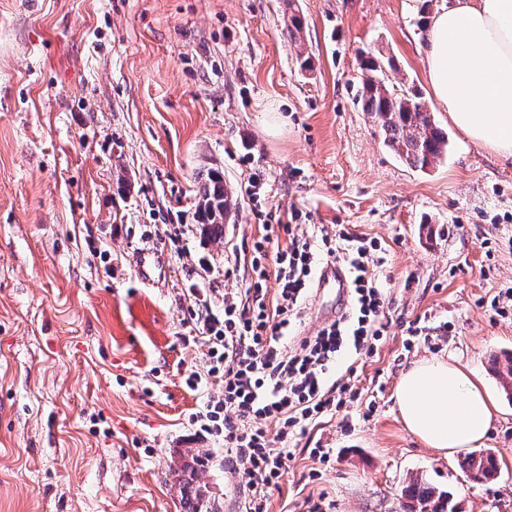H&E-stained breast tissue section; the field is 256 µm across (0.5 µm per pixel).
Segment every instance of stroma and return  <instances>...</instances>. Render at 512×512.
I'll list each match as a JSON object with an SVG mask.
<instances>
[{
	"label": "stroma",
	"instance_id": "1",
	"mask_svg": "<svg viewBox=\"0 0 512 512\" xmlns=\"http://www.w3.org/2000/svg\"><path fill=\"white\" fill-rule=\"evenodd\" d=\"M422 4L0 0V512H185L191 489L211 512H246L223 441L192 424L223 392L186 384L207 369L197 302L222 314L263 225L294 211L312 239L343 225L380 244L388 329L354 365V402L293 437L268 512H401L415 476L455 512H512V397L488 369L512 353V313L492 305L512 290V158L432 97ZM365 55L391 60L386 81L418 89L447 128L435 168L400 162L363 112ZM211 169L234 203L215 244L195 215ZM147 242L162 261L150 287L133 266ZM430 357L495 394L494 482L403 426L399 377Z\"/></svg>",
	"mask_w": 512,
	"mask_h": 512
}]
</instances>
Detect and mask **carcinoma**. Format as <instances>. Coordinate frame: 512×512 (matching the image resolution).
<instances>
[{
  "instance_id": "obj_1",
  "label": "carcinoma",
  "mask_w": 512,
  "mask_h": 512,
  "mask_svg": "<svg viewBox=\"0 0 512 512\" xmlns=\"http://www.w3.org/2000/svg\"><path fill=\"white\" fill-rule=\"evenodd\" d=\"M385 65L367 56L363 60L364 109L378 125L384 143L413 169L426 170L442 160L448 152V138L439 128L417 91L385 82ZM197 223L203 225L213 240L224 239V212L232 209L224 188V178L211 172L198 190ZM461 469L475 481L493 480L497 476L496 458L491 452L468 454L460 460ZM404 512H455L450 496L415 477L401 490Z\"/></svg>"
}]
</instances>
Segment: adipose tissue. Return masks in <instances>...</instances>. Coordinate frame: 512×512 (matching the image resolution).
Returning a JSON list of instances; mask_svg holds the SVG:
<instances>
[{
	"mask_svg": "<svg viewBox=\"0 0 512 512\" xmlns=\"http://www.w3.org/2000/svg\"><path fill=\"white\" fill-rule=\"evenodd\" d=\"M427 30V80L451 123L473 142L512 157V0H459L435 11ZM395 399L405 428L445 453L479 447L498 413L477 373L437 358L407 368Z\"/></svg>",
	"mask_w": 512,
	"mask_h": 512,
	"instance_id": "obj_1",
	"label": "adipose tissue"
}]
</instances>
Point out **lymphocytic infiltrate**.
Segmentation results:
<instances>
[{
    "label": "lymphocytic infiltrate",
    "instance_id": "f902f5d3",
    "mask_svg": "<svg viewBox=\"0 0 512 512\" xmlns=\"http://www.w3.org/2000/svg\"><path fill=\"white\" fill-rule=\"evenodd\" d=\"M291 218L284 226L264 225L243 300L225 297L223 317L202 321L211 341L207 373L223 379L224 392L194 422L223 437L224 453L249 492V512H267L270 490L296 455L288 446L295 432L355 399L349 382H329V374L348 357L376 353L387 329L386 297L371 272L385 263L377 241L346 230L316 242L299 234V213ZM323 256L348 268L351 310L288 348L283 339L300 317ZM268 422L278 427V442L268 439Z\"/></svg>",
    "mask_w": 512,
    "mask_h": 512
}]
</instances>
